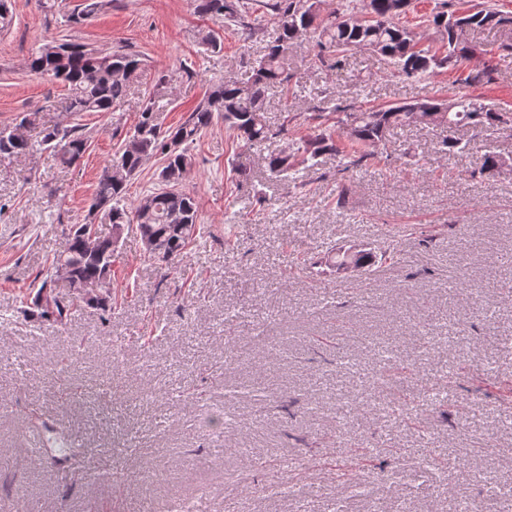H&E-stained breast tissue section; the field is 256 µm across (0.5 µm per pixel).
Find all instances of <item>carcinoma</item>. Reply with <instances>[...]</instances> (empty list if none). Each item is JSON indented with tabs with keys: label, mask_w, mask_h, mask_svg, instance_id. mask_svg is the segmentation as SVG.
<instances>
[{
	"label": "carcinoma",
	"mask_w": 512,
	"mask_h": 512,
	"mask_svg": "<svg viewBox=\"0 0 512 512\" xmlns=\"http://www.w3.org/2000/svg\"><path fill=\"white\" fill-rule=\"evenodd\" d=\"M319 0H194L197 13L225 27H235L248 40L259 32L255 26L254 6L272 11L275 36L266 43L265 54L252 68L246 81L234 77L213 87L188 117L175 127H164L163 107L150 94L139 103L137 122L114 152L97 183L88 214L91 222L75 224L68 235L66 248L55 254L40 286L27 302L24 313L36 322L63 325L83 306L95 305L112 310V256L125 226L137 224L149 257L164 263L177 260L194 240L197 231L198 201L182 189L186 174L195 160L190 147L215 124H224V131L250 150H262L273 140L284 142L276 153L263 157L268 171L296 181V175L313 168L323 154L339 156L340 171L348 172L362 165L367 154L343 150L336 144L331 126L317 125L304 139L286 138L287 126L267 122L270 98L283 91L293 78L289 52L313 40L314 62L325 66L353 50H369L392 65L398 74L408 78L426 79L445 69L468 70L463 79L466 90L453 100L435 96L394 103L379 108L336 105L338 127L346 130L354 144L380 145L397 128L417 124L444 125L448 128L445 145L448 152L464 149L453 132L461 127L505 126L512 131V116L486 107L467 88L493 80L496 66L488 62L480 69H467L474 54L467 45L470 30L512 23L495 5L460 12L446 0L435 5L430 20L441 49L421 48V37L412 28L398 22L411 0H338L328 15L320 16ZM103 7V0H82L77 12L68 21L78 24L93 17ZM196 39L208 51L222 49V42L212 29H201ZM144 66L137 53L117 50L102 55L79 42L43 44L29 57V73L63 83L68 94L61 102L62 111L78 119L90 113H109L127 97L130 81ZM38 113L23 112L13 122L0 125V159L37 150L55 152L65 167L80 164L89 149L81 133V124H56L41 130V138L32 143L23 130L36 125ZM178 140L181 152H168V143ZM160 158L156 187L130 203L128 182L139 175L151 158ZM503 154L492 148L482 156L481 171L495 174L502 169ZM111 224L108 237L98 235L94 220ZM377 255L365 251L361 255L337 252L325 260L331 268L350 263L357 271H367ZM73 293L57 291L59 269Z\"/></svg>",
	"instance_id": "carcinoma-1"
}]
</instances>
